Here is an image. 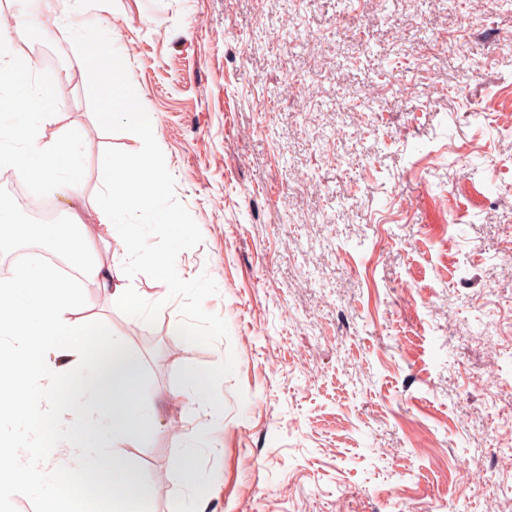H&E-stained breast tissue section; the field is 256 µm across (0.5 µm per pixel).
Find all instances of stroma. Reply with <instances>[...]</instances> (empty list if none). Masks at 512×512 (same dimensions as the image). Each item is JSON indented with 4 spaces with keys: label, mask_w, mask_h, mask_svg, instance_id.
Listing matches in <instances>:
<instances>
[{
    "label": "stroma",
    "mask_w": 512,
    "mask_h": 512,
    "mask_svg": "<svg viewBox=\"0 0 512 512\" xmlns=\"http://www.w3.org/2000/svg\"><path fill=\"white\" fill-rule=\"evenodd\" d=\"M40 65L45 137L87 152L57 218L93 257L108 133L52 24L104 19L175 196L203 241L179 254L229 336L183 340L85 283L78 323L126 352L94 389L110 473L150 512H496L512 499V0H6ZM303 32L287 42L286 32ZM307 90L296 94L292 79ZM494 375V387L484 378Z\"/></svg>",
    "instance_id": "obj_1"
}]
</instances>
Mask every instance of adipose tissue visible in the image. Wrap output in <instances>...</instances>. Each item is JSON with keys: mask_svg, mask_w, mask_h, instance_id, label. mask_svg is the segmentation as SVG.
I'll use <instances>...</instances> for the list:
<instances>
[{"mask_svg": "<svg viewBox=\"0 0 512 512\" xmlns=\"http://www.w3.org/2000/svg\"><path fill=\"white\" fill-rule=\"evenodd\" d=\"M14 24L0 16V100L7 109L0 111V167L12 169L17 180L34 181L36 188L50 187L66 193L73 174L79 169L86 145L74 131L62 127L52 138H44L43 128L53 122L54 112L41 106L42 88L34 76L17 79L16 52L13 46ZM61 229L54 224H40L36 233L40 239L85 257L81 267L84 278L99 288L111 290L113 297L138 306L135 285L137 269L127 264L125 270L105 267L91 261L90 240L78 235L61 242Z\"/></svg>", "mask_w": 512, "mask_h": 512, "instance_id": "ef3b65f1", "label": "adipose tissue"}]
</instances>
